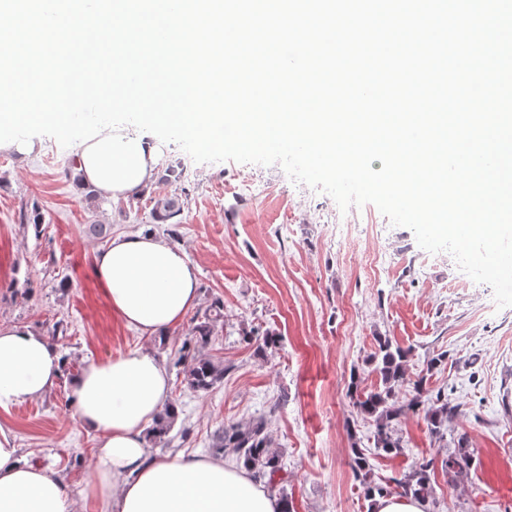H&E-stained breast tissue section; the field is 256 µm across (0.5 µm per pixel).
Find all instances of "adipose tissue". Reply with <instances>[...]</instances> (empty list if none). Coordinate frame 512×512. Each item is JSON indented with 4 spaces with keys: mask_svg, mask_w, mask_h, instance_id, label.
I'll use <instances>...</instances> for the list:
<instances>
[{
    "mask_svg": "<svg viewBox=\"0 0 512 512\" xmlns=\"http://www.w3.org/2000/svg\"><path fill=\"white\" fill-rule=\"evenodd\" d=\"M146 174L135 187L100 189L112 200L140 196L156 182L163 148L141 141ZM94 276L113 315L155 337L179 325L198 301V272L185 252L152 235L120 234L99 251ZM59 348L25 326H0V409L40 398L63 370ZM169 375L153 355L133 351L89 361L70 386L77 424L97 437L99 466L81 488L26 460L0 425V512H77L92 500L106 512H282L279 498L244 467L181 453L151 455L146 427L168 397Z\"/></svg>",
    "mask_w": 512,
    "mask_h": 512,
    "instance_id": "obj_1",
    "label": "adipose tissue"
}]
</instances>
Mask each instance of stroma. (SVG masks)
Here are the masks:
<instances>
[{"label": "stroma", "mask_w": 512, "mask_h": 512, "mask_svg": "<svg viewBox=\"0 0 512 512\" xmlns=\"http://www.w3.org/2000/svg\"><path fill=\"white\" fill-rule=\"evenodd\" d=\"M40 142L35 156L0 152V325L46 335L59 320L65 329L56 386L0 409L25 458L81 487L98 459L94 433L72 416L70 380L90 360L141 350L170 376L168 400L179 411L170 451L208 456L225 425L265 420L295 512H370L351 466L355 442L369 452L373 480L395 495L399 480L430 462L434 494L424 512H512V307L497 308L492 289L453 256L425 251L372 204L337 223L336 202L280 165L205 166L173 143L166 154L183 163L180 185L160 181L135 199L90 201L67 173L76 146ZM173 193L184 202L177 245L198 269L196 307L224 301V324L202 350L223 363L224 380L205 392L189 389L177 364L191 318L142 336L113 315L93 274L113 236H163L152 208ZM34 208L38 228L20 221ZM251 328L274 331L278 343L246 338ZM380 336L409 352L400 402L441 390L455 405L446 439L411 412L394 423L401 453L374 452L373 422L348 385L355 372L363 389L378 387L369 358ZM439 355L443 363L430 368ZM461 443L475 461L452 479L442 461Z\"/></svg>", "instance_id": "obj_1"}]
</instances>
